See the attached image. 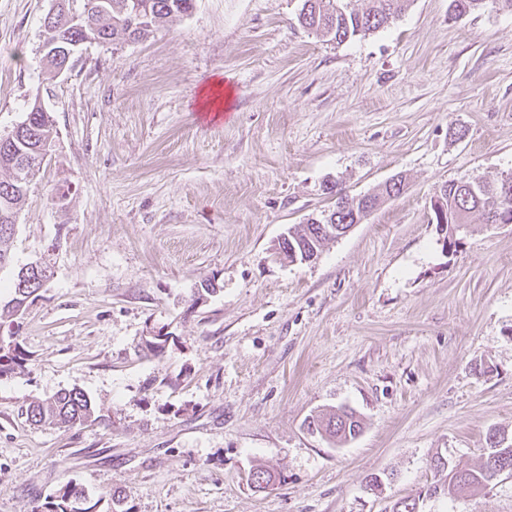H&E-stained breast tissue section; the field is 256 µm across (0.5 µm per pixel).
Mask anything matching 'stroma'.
I'll return each mask as SVG.
<instances>
[{"label":"stroma","mask_w":512,"mask_h":512,"mask_svg":"<svg viewBox=\"0 0 512 512\" xmlns=\"http://www.w3.org/2000/svg\"><path fill=\"white\" fill-rule=\"evenodd\" d=\"M52 5L0 0V135L39 98L56 144L0 269V305L16 268L52 271L11 328L25 369L0 378V512H39L69 479L98 512L109 491L127 512H389L433 458L473 469L489 431L512 437V224L471 215L452 245L431 208L445 182L512 170V12L413 0L337 45L298 24L300 0H194L58 75ZM217 79L232 95L214 123ZM398 173L404 193L316 260L279 255L327 185ZM73 388L97 421H28ZM342 406L357 437L309 429ZM260 466L277 480L258 491ZM420 509L512 512V478Z\"/></svg>","instance_id":"obj_1"}]
</instances>
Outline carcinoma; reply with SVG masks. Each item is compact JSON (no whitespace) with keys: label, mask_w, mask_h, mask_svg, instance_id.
I'll list each match as a JSON object with an SVG mask.
<instances>
[{"label":"carcinoma","mask_w":512,"mask_h":512,"mask_svg":"<svg viewBox=\"0 0 512 512\" xmlns=\"http://www.w3.org/2000/svg\"><path fill=\"white\" fill-rule=\"evenodd\" d=\"M193 0H85L84 9L77 12L67 8L73 21L65 22L53 30L50 38L71 49L90 40L102 43L139 41L165 27L169 21L184 15L192 8ZM353 0H301L297 21L303 28L341 44L354 37L375 32L399 18L413 0H359L360 6H351ZM512 11V0H452L455 14L461 16L487 6ZM36 130L25 132L14 143L3 149L6 154L27 153L36 146L33 137L49 136L51 129L46 120H35ZM0 212L18 206L27 191L29 181L22 177L16 166L0 160ZM448 197V243H456L457 225L468 224L469 217L478 213L485 224H512V171L478 178L451 180L440 187ZM402 194V189L387 186L379 193L367 194L363 199L346 196L342 205L336 204L306 223L288 230V240L278 244L281 251L294 250L298 259L310 260L328 242L341 237L339 226L360 224L387 200ZM14 225L0 220V269L9 262V241ZM51 270L41 263L26 265L17 272L12 286V298L0 307V328L11 324L23 313L28 302L38 296L41 283L49 280ZM27 361L19 345L0 336V377L24 368ZM28 419L35 425L71 428L88 422L96 414L92 400L81 390L60 391L53 396L32 401L26 408ZM309 426L325 432L329 437L346 441L361 431L362 424L356 413L342 409L338 413L312 418ZM487 463L476 470L457 472L453 490L446 483L436 481L425 489V495L439 494L451 497L471 488L478 479L488 475ZM92 505L84 490L71 480L63 481L47 497L42 512H90Z\"/></svg>","instance_id":"1"}]
</instances>
